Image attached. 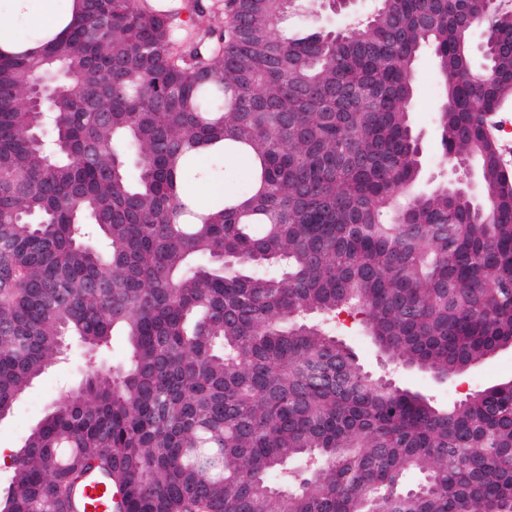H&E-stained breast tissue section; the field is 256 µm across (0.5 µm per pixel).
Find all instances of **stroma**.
<instances>
[{"mask_svg":"<svg viewBox=\"0 0 512 512\" xmlns=\"http://www.w3.org/2000/svg\"><path fill=\"white\" fill-rule=\"evenodd\" d=\"M373 0H354L350 8L340 14L324 11L319 0H308L306 9L289 15L279 27V33L288 36L300 31L341 29L369 15ZM442 99L441 84L429 56H422L416 76V98L413 123L422 135V184L444 176L448 168L442 162L437 108ZM251 173L250 163L242 156L224 159V177L220 180L190 179L188 192L201 206L220 202L221 192H232L244 187ZM336 335L358 355L364 369L375 377L391 379L398 386L420 391L432 401L445 404L465 393L512 380V348L501 350L478 367L451 382H438L431 375L384 361L360 324L353 318L341 316L336 323ZM85 376L83 353L78 343H71L67 356L49 367L16 401L12 414L0 420V448L18 450L29 431L40 422L51 403L76 387Z\"/></svg>","mask_w":512,"mask_h":512,"instance_id":"35a3bbf8","label":"stroma"}]
</instances>
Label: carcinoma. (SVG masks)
I'll return each instance as SVG.
<instances>
[{
  "label": "carcinoma",
  "mask_w": 512,
  "mask_h": 512,
  "mask_svg": "<svg viewBox=\"0 0 512 512\" xmlns=\"http://www.w3.org/2000/svg\"><path fill=\"white\" fill-rule=\"evenodd\" d=\"M228 37L202 0H74L64 31L0 47V414L62 352L83 385L14 460L0 512H64L92 462L127 512H512V380L439 406L375 377L331 320L437 377L512 348V201L473 224L448 179L414 191V76L433 55L443 154L495 170L512 6L386 0L353 31ZM491 31V70L462 46ZM72 90L50 111L27 75ZM108 114V120L100 114ZM355 143L360 159L340 156ZM250 157L201 209V158ZM116 330L129 351L96 365ZM420 484H409L411 474ZM251 173L250 163L243 156L224 157V177L220 180H198L191 178L187 191L201 206L210 207L220 202L222 193L215 194L219 188L227 192L237 191L248 183ZM224 196V195H223Z\"/></svg>",
  "instance_id": "cac0c4a2"
}]
</instances>
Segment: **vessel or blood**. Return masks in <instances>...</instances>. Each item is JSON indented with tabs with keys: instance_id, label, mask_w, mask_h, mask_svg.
I'll return each mask as SVG.
<instances>
[{
	"instance_id": "b4317fda",
	"label": "vessel or blood",
	"mask_w": 512,
	"mask_h": 512,
	"mask_svg": "<svg viewBox=\"0 0 512 512\" xmlns=\"http://www.w3.org/2000/svg\"><path fill=\"white\" fill-rule=\"evenodd\" d=\"M66 512H126L120 492L114 491L111 474L89 465L75 479L68 492Z\"/></svg>"
}]
</instances>
